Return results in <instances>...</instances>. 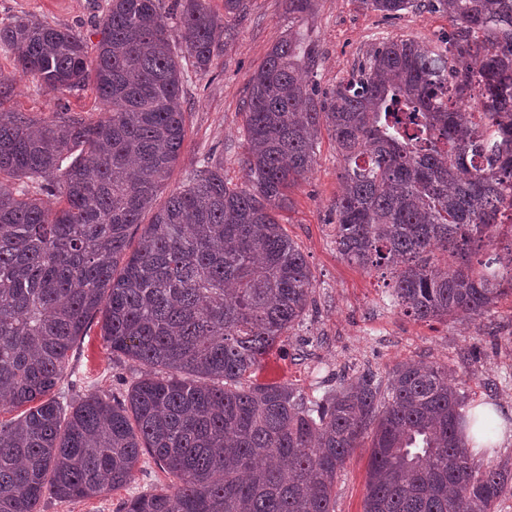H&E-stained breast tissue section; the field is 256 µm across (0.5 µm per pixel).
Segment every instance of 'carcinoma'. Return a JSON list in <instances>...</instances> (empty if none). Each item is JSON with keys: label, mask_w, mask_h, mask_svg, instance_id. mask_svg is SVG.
<instances>
[{"label": "carcinoma", "mask_w": 512, "mask_h": 512, "mask_svg": "<svg viewBox=\"0 0 512 512\" xmlns=\"http://www.w3.org/2000/svg\"><path fill=\"white\" fill-rule=\"evenodd\" d=\"M287 2L293 19L314 6ZM159 3L111 0L92 66L75 30L0 22L19 74L50 92L90 83L103 106L95 122L0 113V405L25 408L0 422V512L116 491L144 454L174 487L124 512H335L336 481L367 440L363 512H496L512 467L467 451L465 381L448 366L405 362L312 399L245 381L312 303L277 214L323 127L344 161L337 249L389 270L404 314L477 319L512 295V250L472 262L512 211V0H428L458 38L374 46L329 90L316 45L289 32L243 102L245 186L206 162L157 207L185 139L179 51L207 71L246 8L224 0L221 19L208 0H181L173 30ZM365 3L390 18L418 0ZM474 90L478 113L448 104ZM97 316L141 374L66 413L51 393Z\"/></svg>", "instance_id": "cac0c4a2"}]
</instances>
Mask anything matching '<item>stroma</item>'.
I'll list each match as a JSON object with an SVG mask.
<instances>
[{
	"mask_svg": "<svg viewBox=\"0 0 512 512\" xmlns=\"http://www.w3.org/2000/svg\"><path fill=\"white\" fill-rule=\"evenodd\" d=\"M110 0H0V21L29 17L80 32L88 45L100 37ZM299 30L319 49L321 88L349 78L365 50L386 40L412 39L438 45L454 32L447 14L408 10L384 17L362 0H315L310 14L293 20L286 0H247L233 42L217 54L208 72L183 59L186 136L179 159L158 201L188 184L203 160L224 165L229 187L244 182L243 102L253 72L274 44ZM0 82L11 91L1 112H26L37 119L69 110L97 119L102 106L91 88L53 94L37 77L19 75L14 55L0 48ZM343 161L328 132H321L316 164L288 190L279 218L297 243L314 276V303L299 329L282 338L252 376L259 384H289L310 397L321 396L342 378L371 373L385 378L403 361L437 362L461 376L467 406L492 402L512 407V295L474 321H419L391 300L390 275L349 263L336 247L334 206L342 190ZM136 377L131 361L112 354L93 320L69 352L64 380L53 392L69 405L90 393L121 396ZM369 451L355 449L336 483L335 512H363ZM172 481L151 457H142L134 482L97 497L45 498L41 512H122L132 496L171 489Z\"/></svg>",
	"mask_w": 512,
	"mask_h": 512,
	"instance_id": "obj_1",
	"label": "stroma"
}]
</instances>
